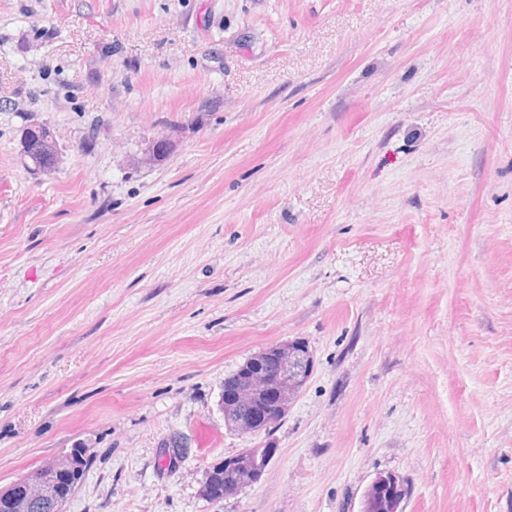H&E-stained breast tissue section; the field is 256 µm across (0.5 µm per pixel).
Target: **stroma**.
Instances as JSON below:
<instances>
[{
  "instance_id": "1",
  "label": "stroma",
  "mask_w": 512,
  "mask_h": 512,
  "mask_svg": "<svg viewBox=\"0 0 512 512\" xmlns=\"http://www.w3.org/2000/svg\"><path fill=\"white\" fill-rule=\"evenodd\" d=\"M285 340L277 453L211 502L255 445L224 379ZM78 445L65 512H361L381 473L512 512V0H0V485ZM21 153L23 156H32L42 153L51 156L52 161L48 166L31 169L33 173H43L53 169L59 161V152L51 131L38 123L29 124L22 131ZM256 449L258 448H245L238 455L225 458L224 463L214 464L209 470L214 478L223 475L226 478L225 468L226 472L232 476V482L229 485L219 486L217 481L206 478L203 486L204 495L211 501L218 502L233 491L256 483L262 477L276 453L273 448H270L273 450L272 456L263 461L257 459Z\"/></svg>"
}]
</instances>
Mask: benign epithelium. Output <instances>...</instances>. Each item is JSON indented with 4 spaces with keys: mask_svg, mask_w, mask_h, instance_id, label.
Segmentation results:
<instances>
[{
    "mask_svg": "<svg viewBox=\"0 0 512 512\" xmlns=\"http://www.w3.org/2000/svg\"><path fill=\"white\" fill-rule=\"evenodd\" d=\"M170 146V141L160 137L145 148L142 163L153 165L165 158L159 145ZM21 153L31 156L42 153L51 156L48 166L34 168L43 173L53 169L59 161V152L51 131L44 125L32 123L22 131ZM314 367L313 355L308 348L296 341L287 340L270 345L251 356L239 367L236 375L224 383L221 393V410L226 427L242 436L269 433L287 414L288 407L310 378ZM84 453H66L39 468L30 471L6 486H0V500L12 512H31L45 509L62 512L66 499L63 487L74 489L75 476L81 469ZM272 461L259 460L256 449L246 448L236 456L224 459V468L232 482L220 486L210 478L203 486L204 495L213 502L240 488L256 483Z\"/></svg>",
    "mask_w": 512,
    "mask_h": 512,
    "instance_id": "7a95c632",
    "label": "benign epithelium"
}]
</instances>
